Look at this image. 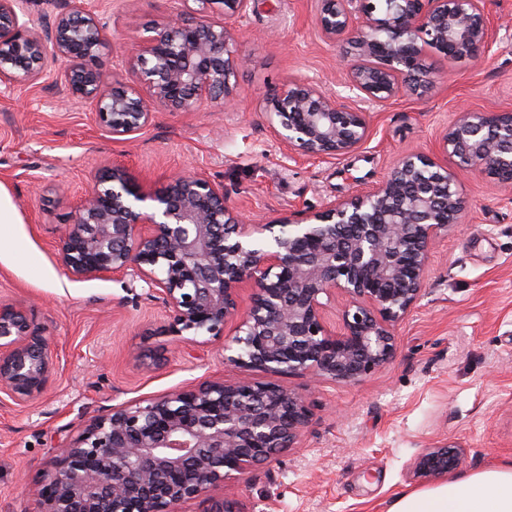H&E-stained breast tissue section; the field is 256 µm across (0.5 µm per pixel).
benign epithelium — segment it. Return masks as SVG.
Segmentation results:
<instances>
[{
  "label": "benign epithelium",
  "instance_id": "obj_1",
  "mask_svg": "<svg viewBox=\"0 0 512 512\" xmlns=\"http://www.w3.org/2000/svg\"><path fill=\"white\" fill-rule=\"evenodd\" d=\"M200 4L194 9L189 2ZM250 0H178L179 8L136 42L118 67L97 60L108 42L97 10L70 0L42 24L28 0H0V85L36 86L58 75L69 100L87 104L114 142L137 138L156 110L186 112L205 101L235 105L231 78L247 62L228 22ZM325 41L350 45L337 99L322 80L290 79L270 99L268 122L293 160L336 159L370 135L364 103L421 98L440 71L426 63L477 60L489 52L485 0H315ZM218 14L216 21L212 15ZM455 169L423 153L401 156L383 179L312 214L252 224L227 205L224 186L199 171L172 175L150 194L123 171L95 175L57 250L70 275H130L159 295L175 349L224 335V361L246 371L355 383L395 354V326L419 303L433 250L464 211L457 172L512 189V111L457 113L442 136ZM156 203L150 212L140 203ZM252 288L242 310L239 293ZM340 302V331L326 321ZM46 327L21 301L0 303V403L38 399L57 369ZM311 420L304 393L242 376L203 382L94 418L60 449L34 512H249L213 492L277 453L297 448ZM459 442L430 443L408 477L427 483L465 466Z\"/></svg>",
  "mask_w": 512,
  "mask_h": 512
}]
</instances>
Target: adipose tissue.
<instances>
[{"mask_svg":"<svg viewBox=\"0 0 512 512\" xmlns=\"http://www.w3.org/2000/svg\"><path fill=\"white\" fill-rule=\"evenodd\" d=\"M387 512H512V464L399 493Z\"/></svg>","mask_w":512,"mask_h":512,"instance_id":"obj_1","label":"adipose tissue"}]
</instances>
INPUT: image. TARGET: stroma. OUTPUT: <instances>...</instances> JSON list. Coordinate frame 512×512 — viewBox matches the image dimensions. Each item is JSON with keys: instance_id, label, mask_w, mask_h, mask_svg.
Instances as JSON below:
<instances>
[{"instance_id": "stroma-1", "label": "stroma", "mask_w": 512, "mask_h": 512, "mask_svg": "<svg viewBox=\"0 0 512 512\" xmlns=\"http://www.w3.org/2000/svg\"><path fill=\"white\" fill-rule=\"evenodd\" d=\"M176 5L109 0L101 67L112 69ZM486 6L488 56L449 65L424 98L370 106L365 146L323 162L288 159L266 121L270 94L288 79L318 77L348 93L342 51L319 34L312 0H250L232 23L251 59L232 80L234 112L161 111L143 134L116 143L60 85L0 91V200L13 210L0 223V302H25L59 361L41 398L0 406V512H31L26 490L113 406L240 374L224 361L223 337L191 358L176 352L165 309L141 280L69 275L57 242L94 174L118 167L156 192L196 168L262 224L364 193L408 153L446 163L441 135L460 107L512 110V0ZM458 191L465 211L434 250L424 297L395 327L393 359L356 383L279 376L309 392L303 445L227 483L225 497L249 512H387L397 493L417 489L406 468L426 443L464 444L471 472L512 463V198L479 173L461 174Z\"/></svg>"}]
</instances>
